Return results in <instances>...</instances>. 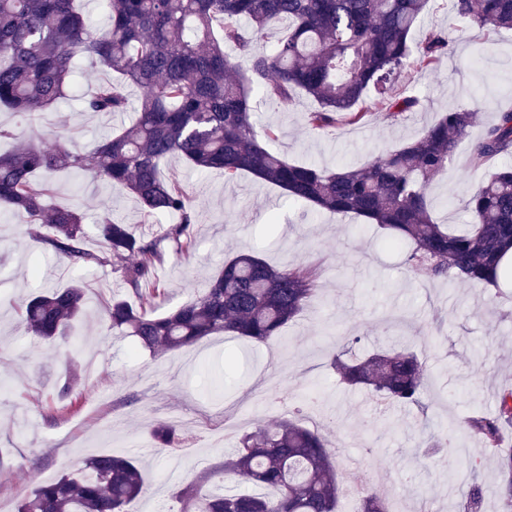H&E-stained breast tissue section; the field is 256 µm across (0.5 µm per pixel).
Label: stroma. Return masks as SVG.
Instances as JSON below:
<instances>
[{
  "mask_svg": "<svg viewBox=\"0 0 512 512\" xmlns=\"http://www.w3.org/2000/svg\"><path fill=\"white\" fill-rule=\"evenodd\" d=\"M433 27L451 34L453 52L434 71L405 72L391 88L397 96H417L418 109L397 118L376 112L362 124L340 123L316 133L306 123L312 99L300 93L288 104L271 105L257 91L259 125L281 131L277 148L288 161L333 168L359 165L416 139L442 112H476L469 138L430 189L437 220L468 223L462 200L489 173L488 167L470 165L471 146L499 112L512 110V30L469 25L453 13L451 0H430L414 38ZM111 77L83 67L59 104L24 115L0 108V123L24 135L54 128L78 151L92 153L134 118L130 111L84 112L81 95ZM164 172L185 184L197 215L190 262L170 253L158 268L165 290L160 312L194 300L225 259L248 249L279 266L319 264V296L271 345L217 335L189 352L153 357L112 332L104 318V305L127 293L113 266L69 268L25 234L22 218L1 216L0 380L10 388L0 390V512H15L35 485L88 455L130 453L138 444L146 447L140 459L148 493L131 512H169L181 486L200 479L210 490L228 485L219 470L225 453L242 433L292 416L294 394L309 387L320 391L326 409L304 413L303 423L322 427L329 415L338 417L328 439L341 487H348L360 465L394 512H464L469 485L448 480L441 456L421 452L416 442L423 431L455 436L475 410L493 412L501 391L512 388V300L495 299L493 289L480 283L450 288L410 278L402 252L385 246L386 234L376 225L289 202L279 187L250 174L228 182L221 171L201 173L177 157L165 163ZM46 205L79 209L93 247L104 209L139 234H156L163 223L145 217L122 186L68 169L55 176ZM78 282L88 291L89 318L76 323L72 346L51 348L27 335L20 297ZM396 325L433 377L419 407L380 406L367 391L345 389L329 367L350 338L363 337L372 349ZM228 354L233 362L226 392L218 395L210 370ZM71 364L78 381L63 404L57 385ZM178 414L191 441L171 455L156 448L150 428ZM457 445L467 449L468 465L480 467V512H499L497 455L475 437Z\"/></svg>",
  "mask_w": 512,
  "mask_h": 512,
  "instance_id": "obj_1",
  "label": "stroma"
}]
</instances>
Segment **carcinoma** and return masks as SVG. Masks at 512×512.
Wrapping results in <instances>:
<instances>
[{
  "mask_svg": "<svg viewBox=\"0 0 512 512\" xmlns=\"http://www.w3.org/2000/svg\"><path fill=\"white\" fill-rule=\"evenodd\" d=\"M429 0H108L111 23L92 28L77 0H0V107L34 112L68 88L76 62L88 60L120 76L87 95L84 109L98 115L124 112L127 88L138 87V117L101 141L90 157L53 131L46 148L32 141L0 154V210L28 221L27 233L67 266L90 269L119 262L124 283L138 299L114 298L109 326L133 337L153 354L194 347L207 336L266 344L294 322L318 296L319 272L311 263L273 266L257 255L224 263L193 301L159 315L163 293L156 269L164 244L178 256L193 248L195 207L184 187L161 174L178 156L197 171L221 170L225 180L242 173L273 184L289 197L338 215L354 214L388 232L390 245L408 247L404 265L414 278L448 285L478 282L497 289L512 281V166L491 171L470 192L472 223L451 231L432 217L430 184L448 168L477 113L452 109L414 141L359 167L335 170L288 162L272 148L279 131L257 129L252 92L288 104L297 90L317 103L308 126L328 132L337 121L362 122L372 108L399 117L420 104L416 96L393 97L390 88L406 70L429 71L451 53L454 41L432 29L415 43L412 31ZM455 14L481 27L512 29V0H451ZM288 23V35L267 51L255 45L271 28ZM232 47L237 57L226 52ZM512 154V111L500 112L473 146L476 164ZM72 169L125 186L148 217L175 215L148 239L101 214L100 248L87 244L76 209H46L51 176ZM79 285L52 289L22 303V321L36 339L64 338L83 312ZM339 382L369 391L385 405L421 402L427 370L412 352L393 347L366 356H333ZM512 425V390L493 415L475 413L462 436L485 448L501 447ZM169 451L180 450L181 426L151 430ZM222 471L245 479L258 492L230 488L212 494L201 484L175 493L177 512H338L337 462L327 434L295 418H283L244 434L225 456ZM503 512H512V454L500 458ZM145 493L139 462L123 454L94 455L76 473L37 485L17 512H129ZM356 512H389L366 487L355 492Z\"/></svg>",
  "mask_w": 512,
  "mask_h": 512,
  "instance_id": "obj_1",
  "label": "carcinoma"
}]
</instances>
